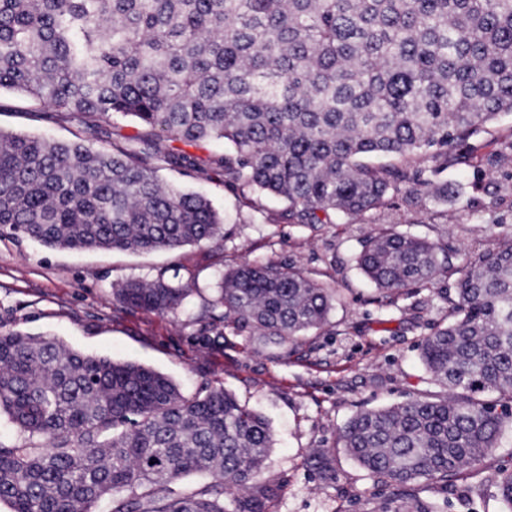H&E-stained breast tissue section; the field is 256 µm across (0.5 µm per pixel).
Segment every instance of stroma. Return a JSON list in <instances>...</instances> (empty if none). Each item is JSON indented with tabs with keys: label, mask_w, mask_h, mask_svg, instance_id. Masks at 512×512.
Segmentation results:
<instances>
[{
	"label": "stroma",
	"mask_w": 512,
	"mask_h": 512,
	"mask_svg": "<svg viewBox=\"0 0 512 512\" xmlns=\"http://www.w3.org/2000/svg\"><path fill=\"white\" fill-rule=\"evenodd\" d=\"M0 130L72 141L84 126L39 101L0 92ZM163 182L208 197L224 216L222 244L176 250L72 251L25 238L0 239V332L51 335L75 350L152 368L187 397L221 386L269 420L275 445L259 476L273 488L266 512H396L419 500L436 512H503L489 473L512 469V430L480 462L462 468L452 485L419 480L399 488L371 479L339 440L362 408L412 398L436 400L419 346L453 318L451 303L420 290L411 298L378 292L353 255L377 225L426 237L455 252H479L512 231V210L471 204L398 202L364 217L312 229L281 215L288 203L224 186L219 179L164 168ZM291 265L330 283L337 296L328 324L279 344L223 324L209 301L219 271L246 262ZM195 283L198 292L164 315L129 310L112 296L127 280L158 275Z\"/></svg>",
	"instance_id": "1"
}]
</instances>
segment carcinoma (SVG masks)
Masks as SVG:
<instances>
[{"label":"carcinoma","instance_id":"1","mask_svg":"<svg viewBox=\"0 0 512 512\" xmlns=\"http://www.w3.org/2000/svg\"><path fill=\"white\" fill-rule=\"evenodd\" d=\"M25 93L96 136L117 117L144 132L95 146L0 130V237L59 249L149 252L224 240L205 196L165 184L158 163L288 201L290 224H334L402 198L456 202L512 163V134L475 142L512 114V0H0V91ZM196 146L204 160L165 150ZM462 166L472 178L439 180ZM355 262L377 290L426 289L455 320L420 345L448 397L360 409L341 440L367 473L443 486L497 447L512 412V234L466 257L448 296V252L379 230ZM194 292L159 275L113 298L168 313ZM336 289L300 269L246 263L222 273L209 305L279 341L327 322ZM0 501L12 512H266L255 482L270 422L224 387L185 397L163 374L87 355L51 337L0 333ZM191 473L210 480L181 485ZM512 512V469L488 477Z\"/></svg>","mask_w":512,"mask_h":512}]
</instances>
